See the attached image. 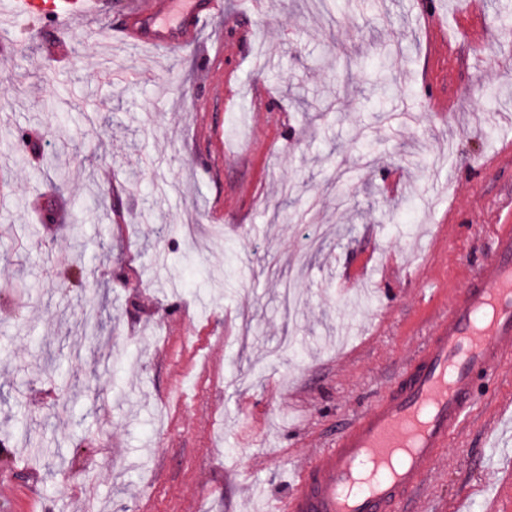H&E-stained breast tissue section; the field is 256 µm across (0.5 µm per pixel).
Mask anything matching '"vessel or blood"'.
Listing matches in <instances>:
<instances>
[{
    "label": "vessel or blood",
    "mask_w": 512,
    "mask_h": 512,
    "mask_svg": "<svg viewBox=\"0 0 512 512\" xmlns=\"http://www.w3.org/2000/svg\"><path fill=\"white\" fill-rule=\"evenodd\" d=\"M17 19L53 31L101 15L102 0H0ZM127 38L176 51L215 17L209 0H146L132 6ZM512 360V224L492 227L477 270L437 313L393 385L340 429L315 462L297 467L282 512H399L446 461L485 383Z\"/></svg>",
    "instance_id": "vessel-or-blood-1"
}]
</instances>
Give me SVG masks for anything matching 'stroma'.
I'll return each mask as SVG.
<instances>
[{"label": "stroma", "mask_w": 512, "mask_h": 512, "mask_svg": "<svg viewBox=\"0 0 512 512\" xmlns=\"http://www.w3.org/2000/svg\"><path fill=\"white\" fill-rule=\"evenodd\" d=\"M123 2L0 18V512H270L512 223V0ZM501 398L408 512H512ZM148 5L130 6L126 11L128 23L123 25L126 37L154 48L176 51L185 47L190 38L204 29L215 17L212 2L204 0H143ZM181 4L177 21L164 22L174 5Z\"/></svg>", "instance_id": "1"}]
</instances>
